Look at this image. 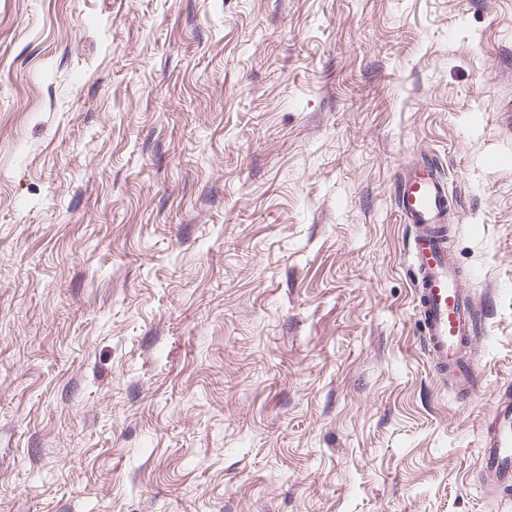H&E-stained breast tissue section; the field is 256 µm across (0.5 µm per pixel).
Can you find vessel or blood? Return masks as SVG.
Wrapping results in <instances>:
<instances>
[{"instance_id":"1","label":"vessel or blood","mask_w":512,"mask_h":512,"mask_svg":"<svg viewBox=\"0 0 512 512\" xmlns=\"http://www.w3.org/2000/svg\"><path fill=\"white\" fill-rule=\"evenodd\" d=\"M400 223L412 238V285L417 334L437 378L457 395L475 389L476 365L467 350L477 334L479 311L460 286L461 269L448 247V178L435 159L410 161L395 177ZM481 466L503 488L512 487V390L503 389L482 432Z\"/></svg>"}]
</instances>
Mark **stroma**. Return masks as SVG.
<instances>
[{
	"instance_id": "35a3bbf8",
	"label": "stroma",
	"mask_w": 512,
	"mask_h": 512,
	"mask_svg": "<svg viewBox=\"0 0 512 512\" xmlns=\"http://www.w3.org/2000/svg\"><path fill=\"white\" fill-rule=\"evenodd\" d=\"M480 305L416 333L398 168ZM512 0H0V512H512ZM401 224L412 230V285L417 334L433 361L434 375L459 396L475 389L476 367L467 349L477 336L479 311L460 287L461 269L448 249V178L437 159L409 161L395 177ZM481 466L503 489L512 487V390L500 391L492 412L484 419Z\"/></svg>"
}]
</instances>
